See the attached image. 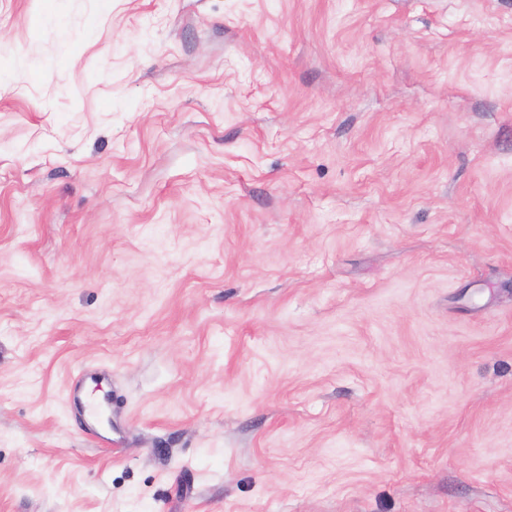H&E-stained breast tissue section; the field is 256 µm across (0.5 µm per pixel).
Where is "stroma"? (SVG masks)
I'll return each mask as SVG.
<instances>
[{"label": "stroma", "instance_id": "35a3bbf8", "mask_svg": "<svg viewBox=\"0 0 512 512\" xmlns=\"http://www.w3.org/2000/svg\"><path fill=\"white\" fill-rule=\"evenodd\" d=\"M0 73V512H512V0H0Z\"/></svg>", "mask_w": 512, "mask_h": 512}]
</instances>
